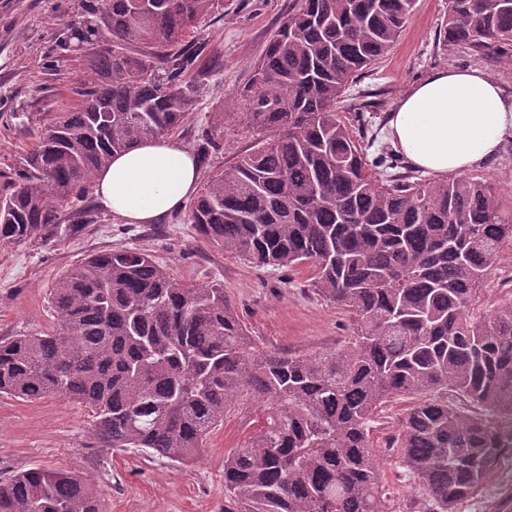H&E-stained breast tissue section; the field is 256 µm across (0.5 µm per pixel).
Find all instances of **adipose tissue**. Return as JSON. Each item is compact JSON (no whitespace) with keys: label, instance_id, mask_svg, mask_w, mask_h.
I'll use <instances>...</instances> for the list:
<instances>
[{"label":"adipose tissue","instance_id":"ef3b65f1","mask_svg":"<svg viewBox=\"0 0 512 512\" xmlns=\"http://www.w3.org/2000/svg\"><path fill=\"white\" fill-rule=\"evenodd\" d=\"M389 137L410 165L443 175L491 161L512 137V95L480 69L437 70L397 101ZM192 151L165 138L115 154L95 179L101 206L128 224H159L182 211L198 189Z\"/></svg>","mask_w":512,"mask_h":512}]
</instances>
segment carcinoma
<instances>
[{"label":"carcinoma","instance_id":"carcinoma-1","mask_svg":"<svg viewBox=\"0 0 512 512\" xmlns=\"http://www.w3.org/2000/svg\"><path fill=\"white\" fill-rule=\"evenodd\" d=\"M216 0L83 5L92 76L0 187V242L54 235L112 154L179 128L198 93L181 49ZM242 92L270 133L201 189L188 221L253 264L307 270L351 318L320 354L262 347L224 285L184 284L138 248L89 255L51 291L58 326L0 339V395L57 396L92 412L96 447L184 464L225 420L257 410L224 457V512H387L374 418L408 403L389 447L454 512L493 471L512 421V305L475 322L477 291L512 244V209L479 176L387 173L377 133L345 94L398 41L415 0H298ZM112 45H99L100 28ZM442 46L512 50V0H449ZM0 512H104L79 472L32 468L0 482Z\"/></svg>","mask_w":512,"mask_h":512}]
</instances>
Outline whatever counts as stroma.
Returning a JSON list of instances; mask_svg holds the SVG:
<instances>
[{
	"instance_id": "35a3bbf8",
	"label": "stroma",
	"mask_w": 512,
	"mask_h": 512,
	"mask_svg": "<svg viewBox=\"0 0 512 512\" xmlns=\"http://www.w3.org/2000/svg\"><path fill=\"white\" fill-rule=\"evenodd\" d=\"M297 0H216L186 45L196 55L188 73L199 86L196 102L171 137L195 148L202 131L216 144L201 162V181L235 163L258 141L239 114L266 40L296 9ZM82 0H0V173L17 169L58 112L72 106L87 78L89 58L74 50L71 30ZM448 0H416L402 35L388 55L360 75L348 97L373 95L380 118L428 73L452 67L481 69L512 94V60L444 50L438 41ZM224 126L213 130L215 112ZM59 230L44 241L0 244V337L50 331L56 319L49 293L55 281L89 254L128 246L165 265L182 282H220L253 336L271 350H329L347 340V312L315 295L304 271L259 267L205 241L186 212L161 224H127L87 193L63 206ZM79 224V232L68 227ZM512 303V245L478 292L475 313L487 316ZM406 402L393 401L376 417L373 441L388 490V512H413L423 500L387 439L398 431ZM252 414L228 418L188 464L133 451L107 452L89 438L91 412L46 397L34 402L0 397V481L31 467L78 471L89 477L107 512H224V457L251 431ZM457 512H512V480L494 470Z\"/></svg>"
}]
</instances>
